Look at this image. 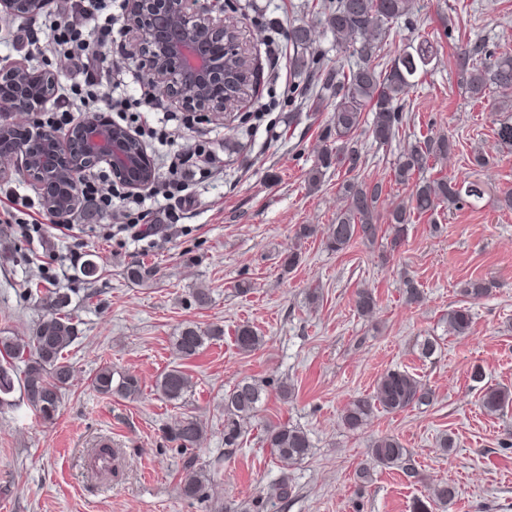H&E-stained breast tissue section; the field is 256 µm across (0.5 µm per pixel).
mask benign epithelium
<instances>
[{"mask_svg": "<svg viewBox=\"0 0 512 512\" xmlns=\"http://www.w3.org/2000/svg\"><path fill=\"white\" fill-rule=\"evenodd\" d=\"M44 0H0V16L35 17ZM125 27L132 33L126 55L146 58L145 79L171 100L189 110L220 117L249 96L253 72L238 25L224 16V5L202 10L194 0H126ZM59 73L26 63L0 66V112L36 116L56 94ZM20 162L25 178L43 190L47 209L63 219L79 199L53 195L59 177L86 173L105 164L112 176L132 191L155 180L153 160L140 139L128 128L104 122L93 114L66 131H54L33 122L24 136L14 124L0 122V174Z\"/></svg>", "mask_w": 512, "mask_h": 512, "instance_id": "1", "label": "benign epithelium"}]
</instances>
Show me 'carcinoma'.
Segmentation results:
<instances>
[{
	"mask_svg": "<svg viewBox=\"0 0 512 512\" xmlns=\"http://www.w3.org/2000/svg\"><path fill=\"white\" fill-rule=\"evenodd\" d=\"M413 0H331L325 23L336 40V46L352 50L359 63L345 72L329 70L325 85L335 89L326 144L307 173L308 185L315 188L329 169L348 167L353 170L359 157L358 141L354 133L365 122L364 114H372L370 125L373 140L386 145L399 133L403 122L398 101L413 86L411 79L425 73L435 58L433 43L424 39L418 44H406L391 60L381 67L375 62L380 56L391 25L412 13ZM456 65L462 86L470 97L480 99L486 90L495 86L512 90V54L495 53L483 46H464L456 53ZM498 143L512 149V117L501 120L495 129ZM456 142L446 134H435L409 146L393 169L394 180L413 188L410 201L395 205L387 215V228L392 238L390 247L396 248L404 238L413 216L434 211L440 204L463 205L467 199L483 195L474 182L465 185L454 177H423L430 161L446 159L455 150ZM344 206L336 213L334 223L323 231L322 241L332 252L345 250L355 240L370 244L383 232L378 224V202L382 186L357 178H348L340 186ZM320 232L316 224H301L295 231L296 246L281 262L283 270L297 266L302 258L304 240ZM492 285L484 279H469L460 284L459 293L466 304L448 311V333L468 336L473 328L471 305L480 302L491 292ZM44 315L26 334L0 335V406H11L10 396L20 391L25 400L45 421L52 420L59 410L62 393L73 377V367L65 357L67 348L78 338L77 323L70 312L71 296L60 290L47 291L41 298ZM359 316L370 318L376 309L371 290L361 288L355 295ZM224 338V329L213 325L202 329L187 324L174 337V348L182 359H191L214 341ZM262 336L253 327L241 325L235 331L234 344L244 353L258 350ZM23 363L18 367L17 363ZM92 386L101 395L125 400L137 399L141 392L140 379L129 372L110 366L100 368ZM192 377L174 366L161 373L155 381L157 395L168 402H179L193 391ZM289 399L293 387L284 380L242 379L224 392V447L238 448L258 416L263 400L270 389ZM434 393L414 374L400 369L386 371L378 380L374 395L358 396L345 406L341 422L350 431H358L367 424L375 411L403 412L415 406L429 405ZM481 404L488 413L495 414L512 405V390L507 387L489 388L483 392ZM166 438L178 444L182 453L180 493L189 500L209 499L213 478L196 454L204 435V425L194 416H185L164 430ZM259 442L270 449V454L281 465L283 474L277 484V498L286 502L292 497L293 486L288 480V468L304 460L310 453L311 441L306 431L286 422L262 425ZM370 462L377 466H397L409 479L421 481L410 451L393 436L371 441ZM117 451L109 445H96L88 455L90 468L107 478L112 475V460ZM458 491L455 485L442 482L431 490V497L446 507L452 504Z\"/></svg>",
	"mask_w": 512,
	"mask_h": 512,
	"instance_id": "carcinoma-1",
	"label": "carcinoma"
}]
</instances>
